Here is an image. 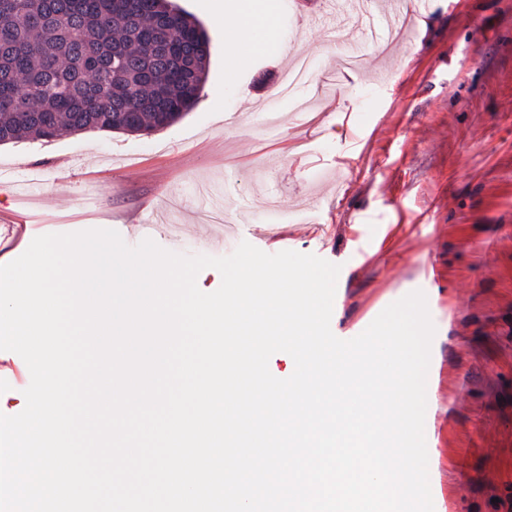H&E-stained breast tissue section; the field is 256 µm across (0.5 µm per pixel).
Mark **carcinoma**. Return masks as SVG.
I'll use <instances>...</instances> for the list:
<instances>
[{
    "instance_id": "carcinoma-1",
    "label": "carcinoma",
    "mask_w": 512,
    "mask_h": 512,
    "mask_svg": "<svg viewBox=\"0 0 512 512\" xmlns=\"http://www.w3.org/2000/svg\"><path fill=\"white\" fill-rule=\"evenodd\" d=\"M208 62L205 31L170 0H0V145L162 129Z\"/></svg>"
}]
</instances>
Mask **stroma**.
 <instances>
[{
  "instance_id": "1",
  "label": "stroma",
  "mask_w": 512,
  "mask_h": 512,
  "mask_svg": "<svg viewBox=\"0 0 512 512\" xmlns=\"http://www.w3.org/2000/svg\"><path fill=\"white\" fill-rule=\"evenodd\" d=\"M199 20L209 65L199 100L149 134H63L0 145V222L35 236L133 225L182 254L246 241L340 265L331 330L361 334L420 290L436 332L425 439L434 512H512V0H431L358 68L337 75L324 0H277L282 56L225 83V0H172ZM313 76L266 103L289 57ZM390 69L388 84L375 75ZM252 223L231 227L237 202ZM228 238L213 248L214 237Z\"/></svg>"
}]
</instances>
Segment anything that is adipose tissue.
Returning <instances> with one entry per match:
<instances>
[{
  "label": "adipose tissue",
  "mask_w": 512,
  "mask_h": 512,
  "mask_svg": "<svg viewBox=\"0 0 512 512\" xmlns=\"http://www.w3.org/2000/svg\"><path fill=\"white\" fill-rule=\"evenodd\" d=\"M233 8L224 15L225 21L241 26L240 36L226 48V84H233L244 58L259 53L273 54L280 45L276 31L273 0H231Z\"/></svg>",
  "instance_id": "1"
}]
</instances>
